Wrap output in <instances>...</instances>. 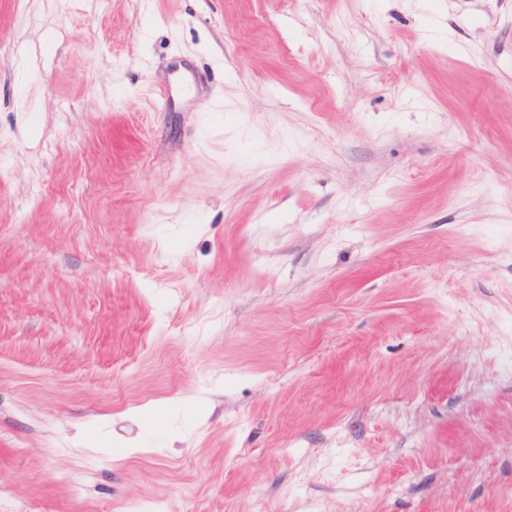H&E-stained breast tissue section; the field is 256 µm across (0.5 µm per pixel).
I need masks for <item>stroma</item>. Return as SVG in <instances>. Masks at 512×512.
Returning a JSON list of instances; mask_svg holds the SVG:
<instances>
[{
    "instance_id": "1",
    "label": "stroma",
    "mask_w": 512,
    "mask_h": 512,
    "mask_svg": "<svg viewBox=\"0 0 512 512\" xmlns=\"http://www.w3.org/2000/svg\"><path fill=\"white\" fill-rule=\"evenodd\" d=\"M0 484L512 512V0H0Z\"/></svg>"
}]
</instances>
